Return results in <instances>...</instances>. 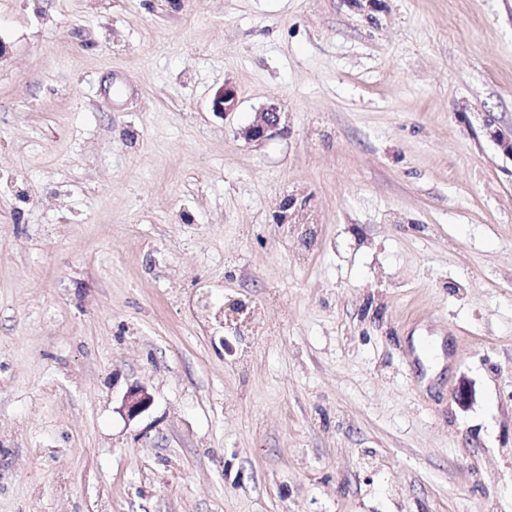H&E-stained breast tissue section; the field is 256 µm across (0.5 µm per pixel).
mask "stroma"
Returning a JSON list of instances; mask_svg holds the SVG:
<instances>
[{
	"label": "stroma",
	"instance_id": "obj_1",
	"mask_svg": "<svg viewBox=\"0 0 512 512\" xmlns=\"http://www.w3.org/2000/svg\"><path fill=\"white\" fill-rule=\"evenodd\" d=\"M494 128L512 0H0V512H512ZM279 122L280 114L276 109L271 108L265 112H259L253 123L245 130V138L250 141L262 139L271 129L278 126ZM152 404V396L143 386H133L125 393L122 410L130 420L146 411Z\"/></svg>",
	"mask_w": 512,
	"mask_h": 512
}]
</instances>
